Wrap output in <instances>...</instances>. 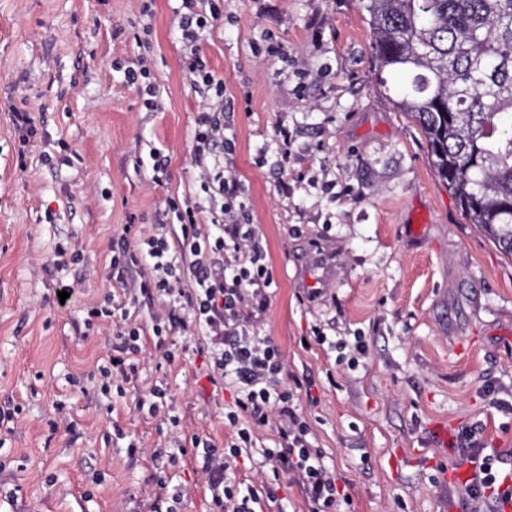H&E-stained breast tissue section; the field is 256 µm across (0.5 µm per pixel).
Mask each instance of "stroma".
Wrapping results in <instances>:
<instances>
[{"mask_svg":"<svg viewBox=\"0 0 512 512\" xmlns=\"http://www.w3.org/2000/svg\"><path fill=\"white\" fill-rule=\"evenodd\" d=\"M181 10L0 0V409L15 411L0 424V512L214 510L189 445L223 448L232 394L208 378L205 338L141 337L136 373L115 388L100 373L113 325L88 316L113 293L122 224L152 227L199 187L192 142L206 101L183 68ZM221 10L202 49L224 82L225 135L276 282L261 333L312 382L301 408L341 512H498L443 474L460 467L462 432L487 454L512 452V259L465 222L420 127L381 92L357 0ZM140 58L147 75L129 84ZM14 106L36 121L29 145ZM282 124L297 133L286 163ZM60 282L72 289L63 303ZM317 325L357 367L315 342ZM155 385L169 408L152 415L137 400ZM230 478L278 482L262 512H312L258 459L240 458Z\"/></svg>","mask_w":512,"mask_h":512,"instance_id":"stroma-1","label":"stroma"}]
</instances>
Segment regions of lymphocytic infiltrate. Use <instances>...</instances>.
I'll list each match as a JSON object with an SVG mask.
<instances>
[{
	"label": "lymphocytic infiltrate",
	"mask_w": 512,
	"mask_h": 512,
	"mask_svg": "<svg viewBox=\"0 0 512 512\" xmlns=\"http://www.w3.org/2000/svg\"><path fill=\"white\" fill-rule=\"evenodd\" d=\"M182 5L184 66L195 89L210 93L193 137L199 189L171 205L179 234H172L164 222L155 224L149 235L135 222L123 225L121 248L110 261L107 279L125 299L90 314L113 317L120 335L133 337L138 330L131 325V311L144 305L155 336L192 326L208 338L213 371L232 389L233 403L225 415L232 433L220 454L197 438L192 445L201 451L202 468L212 478L213 500L222 512H255L260 499L275 500L271 484L243 490L228 477L238 458L257 447V433L264 429L274 438L272 446L261 449L263 465L273 475L298 483L312 512H336V477L297 408L302 383L285 375L279 348L258 327L274 279L243 201L234 145L224 136L223 83L201 56L219 10L199 11L196 0H182ZM462 454L476 469L467 488L472 500L494 494L512 503V481L499 471L500 465H512V454L494 459L478 448L463 449Z\"/></svg>",
	"instance_id": "obj_1"
}]
</instances>
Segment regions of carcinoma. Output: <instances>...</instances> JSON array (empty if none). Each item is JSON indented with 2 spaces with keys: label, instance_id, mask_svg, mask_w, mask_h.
<instances>
[{
  "label": "carcinoma",
  "instance_id": "obj_1",
  "mask_svg": "<svg viewBox=\"0 0 512 512\" xmlns=\"http://www.w3.org/2000/svg\"><path fill=\"white\" fill-rule=\"evenodd\" d=\"M370 65L468 223L512 257V0H358Z\"/></svg>",
  "mask_w": 512,
  "mask_h": 512
}]
</instances>
